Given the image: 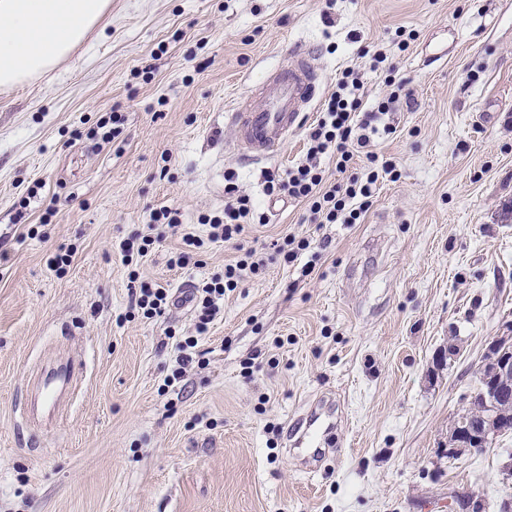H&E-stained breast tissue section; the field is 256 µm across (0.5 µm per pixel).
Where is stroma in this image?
<instances>
[{"label": "stroma", "mask_w": 512, "mask_h": 512, "mask_svg": "<svg viewBox=\"0 0 512 512\" xmlns=\"http://www.w3.org/2000/svg\"><path fill=\"white\" fill-rule=\"evenodd\" d=\"M295 43L321 68L310 121L345 68L371 108L385 76L410 81L414 103L395 104L374 146L400 177L361 223L319 226L266 196V173L304 159V132L262 162L227 148L226 106ZM114 111L122 133L106 143ZM230 170L268 217L247 241L309 249L226 293L204 335L191 304L131 313L140 282L176 293L236 258L209 243L170 269L174 236L133 278L113 248L163 205L206 236L198 219L222 213ZM510 323L512 0H111L54 71L0 90V512H455L465 496L512 512V434L448 455L480 357ZM192 335L203 366L165 385ZM68 358L69 396L31 427L27 393ZM329 401L341 453L311 477L293 433Z\"/></svg>", "instance_id": "1"}]
</instances>
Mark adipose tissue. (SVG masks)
<instances>
[{
  "label": "adipose tissue",
  "instance_id": "1",
  "mask_svg": "<svg viewBox=\"0 0 512 512\" xmlns=\"http://www.w3.org/2000/svg\"><path fill=\"white\" fill-rule=\"evenodd\" d=\"M111 0H0V88L49 73L81 44Z\"/></svg>",
  "mask_w": 512,
  "mask_h": 512
}]
</instances>
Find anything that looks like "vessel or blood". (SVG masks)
Here are the masks:
<instances>
[{
	"instance_id": "b4317fda",
	"label": "vessel or blood",
	"mask_w": 512,
	"mask_h": 512,
	"mask_svg": "<svg viewBox=\"0 0 512 512\" xmlns=\"http://www.w3.org/2000/svg\"><path fill=\"white\" fill-rule=\"evenodd\" d=\"M313 48L297 45L289 53L287 68L271 74L264 82L257 104L229 105L224 121L233 128L234 143L243 150L245 157L263 161L276 156L288 137L302 124L320 91V78L316 69ZM76 375L73 363H61L46 370L41 378L40 393L43 401H51L62 395ZM332 422L312 415L296 446H304L310 435H318L319 445L305 448L309 463L320 462L327 448L333 447Z\"/></svg>"
}]
</instances>
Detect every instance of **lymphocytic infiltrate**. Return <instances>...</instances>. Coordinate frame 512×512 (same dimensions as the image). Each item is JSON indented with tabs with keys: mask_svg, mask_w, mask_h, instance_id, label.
Here are the masks:
<instances>
[{
	"mask_svg": "<svg viewBox=\"0 0 512 512\" xmlns=\"http://www.w3.org/2000/svg\"><path fill=\"white\" fill-rule=\"evenodd\" d=\"M365 86L354 69H346L336 90L325 100L318 119L306 130V158L284 173H268L267 195L284 196L305 203L318 224H357L369 210L380 184L396 170L395 162L372 150L381 134L390 133L385 117L400 98L398 92L380 100L372 110H364ZM335 160L338 178L327 181L322 159ZM235 172L225 175L227 199L218 215L201 216L209 228L201 238L186 231L179 209L163 206L152 210L154 235L134 232L120 240L117 249L125 265L146 257L167 234L180 235L182 247L169 260L170 267L183 269L193 264L205 242L239 241L247 226L266 223L250 196L241 194L235 184ZM265 266L256 248L245 249L236 263L225 265L223 275L211 278L195 288L192 298L199 310L197 333L205 332L218 313L225 292L235 290L246 275L258 274Z\"/></svg>",
	"mask_w": 512,
	"mask_h": 512,
	"instance_id": "obj_1",
	"label": "lymphocytic infiltrate"
}]
</instances>
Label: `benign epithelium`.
Wrapping results in <instances>:
<instances>
[{"instance_id":"benign-epithelium-1","label":"benign epithelium","mask_w":512,"mask_h":512,"mask_svg":"<svg viewBox=\"0 0 512 512\" xmlns=\"http://www.w3.org/2000/svg\"><path fill=\"white\" fill-rule=\"evenodd\" d=\"M512 336H496L487 345L477 368L476 384L466 396L465 407L448 427V452L481 451L498 433L512 406V359L507 350Z\"/></svg>"}]
</instances>
